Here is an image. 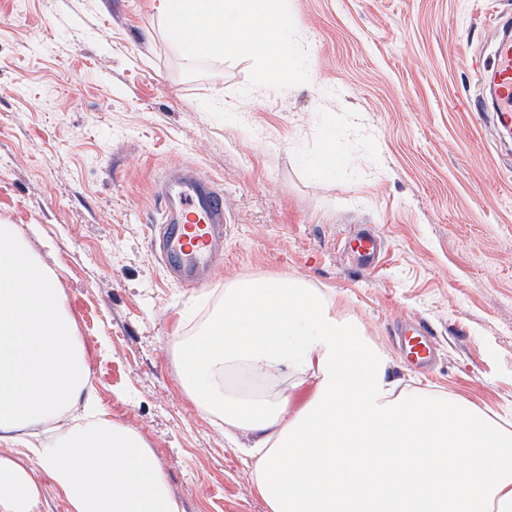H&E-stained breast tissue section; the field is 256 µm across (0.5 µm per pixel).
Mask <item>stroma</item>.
<instances>
[{"instance_id": "stroma-1", "label": "stroma", "mask_w": 512, "mask_h": 512, "mask_svg": "<svg viewBox=\"0 0 512 512\" xmlns=\"http://www.w3.org/2000/svg\"><path fill=\"white\" fill-rule=\"evenodd\" d=\"M292 83L242 50L190 58L152 0H0V224L60 277L98 404L148 443L185 512H268L176 351L232 281L291 275L341 297L406 388L512 429V138L471 111L512 0H289ZM334 145L335 159L325 148ZM196 165L224 189L213 282L166 283L154 184ZM368 224L375 272L343 239ZM439 341L428 375L395 331Z\"/></svg>"}]
</instances>
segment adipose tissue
Returning <instances> with one entry per match:
<instances>
[{
	"label": "adipose tissue",
	"mask_w": 512,
	"mask_h": 512,
	"mask_svg": "<svg viewBox=\"0 0 512 512\" xmlns=\"http://www.w3.org/2000/svg\"><path fill=\"white\" fill-rule=\"evenodd\" d=\"M156 2L184 55L251 47L292 80L287 0ZM341 307L297 276L237 280L177 350L189 397L251 436L268 512H512V430L401 388ZM37 468L69 512H184L143 438L99 407L56 270L0 224V512H41Z\"/></svg>",
	"instance_id": "obj_1"
}]
</instances>
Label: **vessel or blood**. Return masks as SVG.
<instances>
[{
    "label": "vessel or blood",
    "mask_w": 512,
    "mask_h": 512,
    "mask_svg": "<svg viewBox=\"0 0 512 512\" xmlns=\"http://www.w3.org/2000/svg\"><path fill=\"white\" fill-rule=\"evenodd\" d=\"M472 68L477 78L491 82L494 125L511 131L512 35L497 40L491 61L475 60ZM154 191L160 203L154 243L163 267L183 287L206 284L227 239L223 189L198 167L182 164L156 184ZM384 249V240L370 230L357 231L343 242L346 257L365 270L376 267ZM400 334L407 359L420 368H430L436 353L428 328L411 323Z\"/></svg>",
    "instance_id": "b4317fda"
}]
</instances>
